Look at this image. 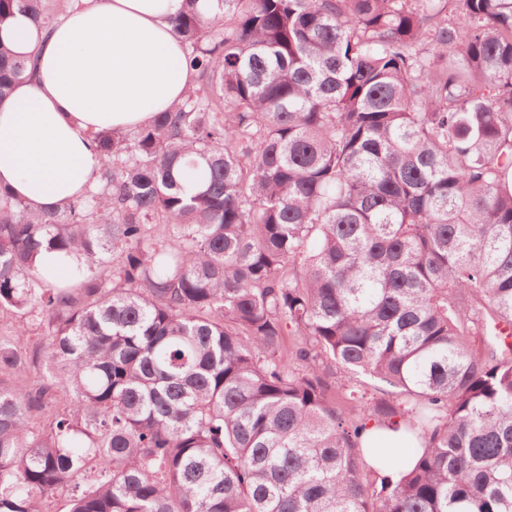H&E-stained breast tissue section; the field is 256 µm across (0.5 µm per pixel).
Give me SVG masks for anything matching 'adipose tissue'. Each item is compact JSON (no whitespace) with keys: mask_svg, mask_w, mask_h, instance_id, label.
I'll return each instance as SVG.
<instances>
[{"mask_svg":"<svg viewBox=\"0 0 512 512\" xmlns=\"http://www.w3.org/2000/svg\"><path fill=\"white\" fill-rule=\"evenodd\" d=\"M182 0H90L39 34L15 15L0 33L37 52V75L0 99V185L34 208L85 191L102 158L92 135L130 130L194 85L173 27Z\"/></svg>","mask_w":512,"mask_h":512,"instance_id":"obj_1","label":"adipose tissue"}]
</instances>
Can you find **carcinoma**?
Wrapping results in <instances>:
<instances>
[{"instance_id":"1","label":"carcinoma","mask_w":512,"mask_h":512,"mask_svg":"<svg viewBox=\"0 0 512 512\" xmlns=\"http://www.w3.org/2000/svg\"><path fill=\"white\" fill-rule=\"evenodd\" d=\"M198 2L183 101L60 208L0 191V512H512V0Z\"/></svg>"}]
</instances>
